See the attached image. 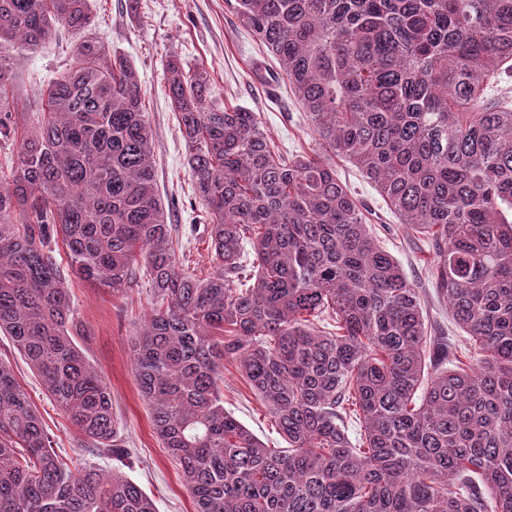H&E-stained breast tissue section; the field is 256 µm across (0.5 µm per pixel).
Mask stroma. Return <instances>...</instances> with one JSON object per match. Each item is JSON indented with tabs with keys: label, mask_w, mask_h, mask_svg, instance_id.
I'll use <instances>...</instances> for the list:
<instances>
[{
	"label": "stroma",
	"mask_w": 512,
	"mask_h": 512,
	"mask_svg": "<svg viewBox=\"0 0 512 512\" xmlns=\"http://www.w3.org/2000/svg\"><path fill=\"white\" fill-rule=\"evenodd\" d=\"M94 33L136 69L145 99V118L153 129L159 193L168 223L177 228V254L199 277L214 270L206 233L205 207L196 198L187 165V147L172 111L164 81L169 56L185 65L206 67L213 75L209 100L255 112L277 152L316 156L335 168L358 198L370 230L381 247L400 264L417 288L433 335L443 337L454 353L468 342L448 313L434 284V254L428 237L401 224L374 185L346 160L326 152L294 98L286 75L263 54L244 30L232 0H92ZM76 36L60 28L33 51H9L15 108L11 124L24 127L33 119L40 93L74 64ZM74 296L72 339L112 393L120 457H99L103 469H124L155 500L157 512H194L178 469L152 428L150 410L132 374L129 344L151 307L149 285L139 280L127 296L115 298L95 284L68 274ZM0 361L11 366L19 384L43 418L56 451L72 457L77 433L47 396L9 338L0 337ZM224 408L268 447H285L259 396L242 377L236 362L224 363Z\"/></svg>",
	"instance_id": "stroma-1"
}]
</instances>
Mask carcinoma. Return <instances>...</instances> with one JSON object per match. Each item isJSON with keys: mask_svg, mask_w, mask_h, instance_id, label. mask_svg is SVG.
Segmentation results:
<instances>
[{"mask_svg": "<svg viewBox=\"0 0 512 512\" xmlns=\"http://www.w3.org/2000/svg\"><path fill=\"white\" fill-rule=\"evenodd\" d=\"M235 10L323 148L434 238L436 288L477 357L447 368L444 348L428 365L419 294L336 170L275 152L255 113L209 103L211 73L173 56L168 98L215 258L206 279L184 269L137 74L84 35L90 0H0V45L33 50L57 24L82 35L0 173V333L82 443L61 459L0 362V512H156L122 471L86 459L121 449L110 389L70 336L58 238L114 297L150 283L132 373L195 512H512V103L488 93L512 71V0ZM11 85L0 57V112ZM226 359L288 447H267L224 410Z\"/></svg>", "mask_w": 512, "mask_h": 512, "instance_id": "carcinoma-1", "label": "carcinoma"}]
</instances>
